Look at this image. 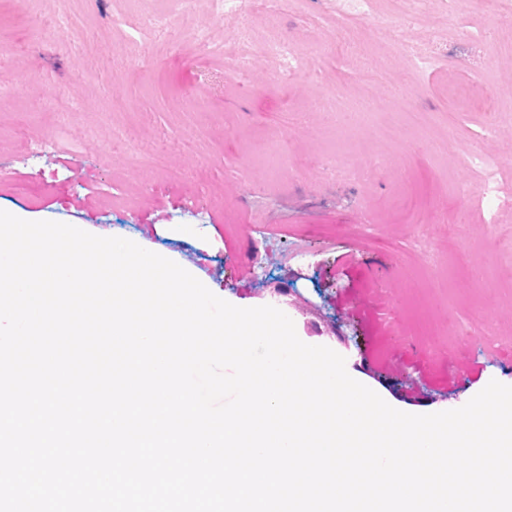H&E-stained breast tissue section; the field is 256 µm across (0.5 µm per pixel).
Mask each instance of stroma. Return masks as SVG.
Segmentation results:
<instances>
[{"mask_svg":"<svg viewBox=\"0 0 512 512\" xmlns=\"http://www.w3.org/2000/svg\"><path fill=\"white\" fill-rule=\"evenodd\" d=\"M381 8L350 41L336 0H255L242 45L220 0H0V210L129 239L233 305L279 308L400 411L512 385L504 4L426 0L407 24ZM272 9L300 52L287 79L260 48ZM153 11L166 27L144 23ZM397 37L427 64L412 70ZM237 44L242 78L224 60ZM359 55L373 68L361 83ZM476 80L495 109L449 97ZM329 95L340 116L315 111ZM385 266L394 280L371 279Z\"/></svg>","mask_w":512,"mask_h":512,"instance_id":"35a3bbf8","label":"stroma"}]
</instances>
